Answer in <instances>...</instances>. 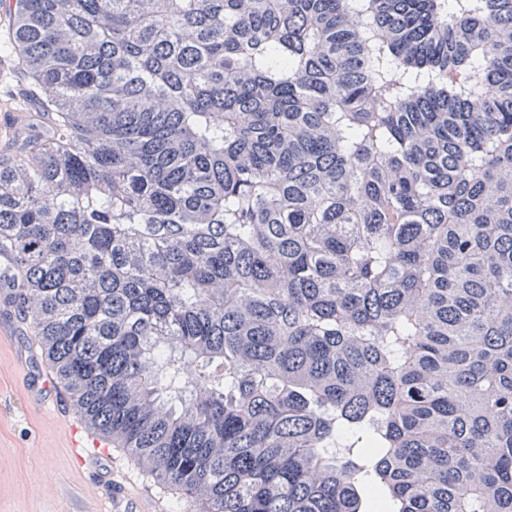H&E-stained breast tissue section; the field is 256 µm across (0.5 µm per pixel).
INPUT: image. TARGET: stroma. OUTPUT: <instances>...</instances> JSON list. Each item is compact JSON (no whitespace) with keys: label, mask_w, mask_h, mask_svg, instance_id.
Listing matches in <instances>:
<instances>
[{"label":"stroma","mask_w":512,"mask_h":512,"mask_svg":"<svg viewBox=\"0 0 512 512\" xmlns=\"http://www.w3.org/2000/svg\"><path fill=\"white\" fill-rule=\"evenodd\" d=\"M31 332L18 323L0 333V389L15 405H0V512H76L85 475L77 470L69 435L25 391L23 350Z\"/></svg>","instance_id":"1"}]
</instances>
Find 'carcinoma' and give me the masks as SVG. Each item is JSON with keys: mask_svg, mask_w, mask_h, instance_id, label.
<instances>
[{"mask_svg": "<svg viewBox=\"0 0 512 512\" xmlns=\"http://www.w3.org/2000/svg\"><path fill=\"white\" fill-rule=\"evenodd\" d=\"M0 273L193 512H512V0H0Z\"/></svg>", "mask_w": 512, "mask_h": 512, "instance_id": "obj_1", "label": "carcinoma"}]
</instances>
